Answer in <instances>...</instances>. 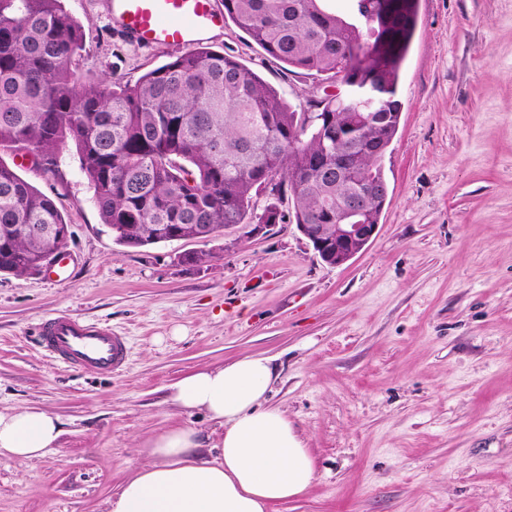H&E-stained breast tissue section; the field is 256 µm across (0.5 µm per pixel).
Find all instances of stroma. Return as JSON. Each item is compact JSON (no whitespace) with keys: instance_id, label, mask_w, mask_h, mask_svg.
Returning <instances> with one entry per match:
<instances>
[{"instance_id":"stroma-1","label":"stroma","mask_w":512,"mask_h":512,"mask_svg":"<svg viewBox=\"0 0 512 512\" xmlns=\"http://www.w3.org/2000/svg\"><path fill=\"white\" fill-rule=\"evenodd\" d=\"M64 6L84 26L88 76L133 83L175 53L128 40L110 0ZM203 43L295 109L337 88L287 71L232 22ZM398 97L378 230L337 267L292 223L120 246L74 148L54 177L0 153L72 231L64 279L0 275V410L64 423L46 456L0 457V512H104L147 463L142 441L215 431L170 386L243 356L272 358L268 403L316 466L304 496L269 512H512V0H419ZM61 313L125 336V366L101 375L46 354L39 324Z\"/></svg>"}]
</instances>
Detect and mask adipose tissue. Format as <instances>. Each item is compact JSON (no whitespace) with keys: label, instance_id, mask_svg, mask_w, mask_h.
I'll return each mask as SVG.
<instances>
[{"label":"adipose tissue","instance_id":"obj_1","mask_svg":"<svg viewBox=\"0 0 512 512\" xmlns=\"http://www.w3.org/2000/svg\"><path fill=\"white\" fill-rule=\"evenodd\" d=\"M275 379L271 358L246 357L172 384L174 404L218 425L215 456L198 455L203 442L189 427L148 439L150 464L106 500V512H268L304 495L316 478L314 461L287 416L266 404ZM62 433L60 418L40 407L0 411V456H44Z\"/></svg>","mask_w":512,"mask_h":512}]
</instances>
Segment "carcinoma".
Listing matches in <instances>:
<instances>
[{
    "label": "carcinoma",
    "mask_w": 512,
    "mask_h": 512,
    "mask_svg": "<svg viewBox=\"0 0 512 512\" xmlns=\"http://www.w3.org/2000/svg\"><path fill=\"white\" fill-rule=\"evenodd\" d=\"M321 2L223 0L224 18L289 68L371 80L381 111L395 113L390 144L419 0H394L386 43ZM84 51V27L62 0H0V151L54 176L73 144L116 243L153 244L154 224L177 241L217 237L229 224L336 223V204L351 192L325 175L336 170V121L364 107L328 95L297 111L235 57L208 47L188 48L134 84L88 78ZM309 112L330 123H311ZM359 168L364 189L384 179L380 156L361 153ZM261 195L271 202L259 212ZM58 226L68 223L55 201L0 162V273L23 277L62 247L66 238L50 232Z\"/></svg>",
    "instance_id": "carcinoma-1"
}]
</instances>
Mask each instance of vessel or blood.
<instances>
[{"label": "vessel or blood", "instance_id": "b4317fda", "mask_svg": "<svg viewBox=\"0 0 512 512\" xmlns=\"http://www.w3.org/2000/svg\"><path fill=\"white\" fill-rule=\"evenodd\" d=\"M112 16L133 42L185 48L222 26L224 16L212 0H112ZM43 347L62 362L112 373L125 362L126 339L111 328L59 315L39 327Z\"/></svg>", "mask_w": 512, "mask_h": 512}]
</instances>
